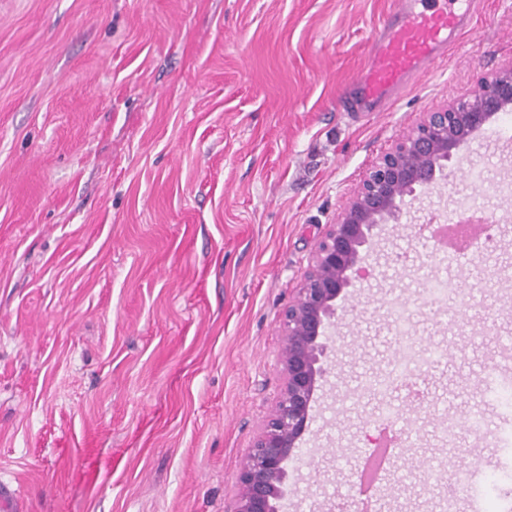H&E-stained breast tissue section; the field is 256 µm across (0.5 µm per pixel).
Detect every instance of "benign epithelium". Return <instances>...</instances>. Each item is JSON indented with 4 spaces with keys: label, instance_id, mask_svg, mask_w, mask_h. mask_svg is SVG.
Returning a JSON list of instances; mask_svg holds the SVG:
<instances>
[{
    "label": "benign epithelium",
    "instance_id": "7a95c632",
    "mask_svg": "<svg viewBox=\"0 0 512 512\" xmlns=\"http://www.w3.org/2000/svg\"><path fill=\"white\" fill-rule=\"evenodd\" d=\"M511 110L512 66L481 78L472 93L445 108L426 113L367 169L336 223L327 225L294 301L282 312L283 384L242 463L238 493L225 512H278L288 463L301 459L313 397L328 374L323 367L328 330L342 319L337 301L353 285L364 247L384 225L401 223L406 197L447 179L456 151L492 117Z\"/></svg>",
    "mask_w": 512,
    "mask_h": 512
}]
</instances>
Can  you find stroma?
<instances>
[{
    "mask_svg": "<svg viewBox=\"0 0 512 512\" xmlns=\"http://www.w3.org/2000/svg\"><path fill=\"white\" fill-rule=\"evenodd\" d=\"M396 0H0V486L16 512H224L282 385L280 316L366 170L428 112L512 64V0H479L393 111L342 87ZM494 118L417 190L350 288L283 512H347L388 405L409 434L375 512H512V179ZM482 168V183L465 175ZM473 202L497 241L447 269L421 226ZM464 297L429 302L435 279ZM447 358L369 383L400 344ZM458 424L446 438L443 422ZM477 463L447 507V474ZM406 345H402L398 357L396 359L393 370L396 372L395 378L391 380V388H398L405 386L409 383H415L420 380L423 383V376L428 371L429 367L437 364L441 358L446 355L445 351H433L431 360L425 365H417L410 360L411 356L406 353Z\"/></svg>",
    "mask_w": 512,
    "mask_h": 512,
    "instance_id": "1",
    "label": "stroma"
}]
</instances>
